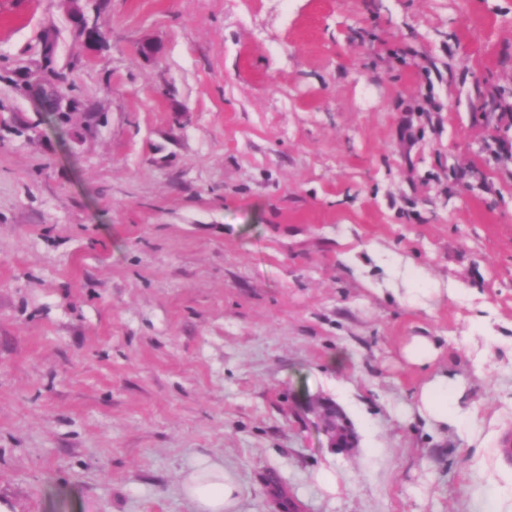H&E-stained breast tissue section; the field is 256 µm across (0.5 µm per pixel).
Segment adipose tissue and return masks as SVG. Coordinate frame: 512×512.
Instances as JSON below:
<instances>
[{
    "instance_id": "1",
    "label": "adipose tissue",
    "mask_w": 512,
    "mask_h": 512,
    "mask_svg": "<svg viewBox=\"0 0 512 512\" xmlns=\"http://www.w3.org/2000/svg\"><path fill=\"white\" fill-rule=\"evenodd\" d=\"M461 388V380L448 379L444 374L434 375L418 394L420 416L442 424L458 423L455 397ZM181 489L192 512H235L239 488L221 462H199L183 478Z\"/></svg>"
}]
</instances>
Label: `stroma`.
<instances>
[{
	"instance_id": "obj_1",
	"label": "stroma",
	"mask_w": 512,
	"mask_h": 512,
	"mask_svg": "<svg viewBox=\"0 0 512 512\" xmlns=\"http://www.w3.org/2000/svg\"><path fill=\"white\" fill-rule=\"evenodd\" d=\"M490 336L512 0H0V512H512ZM406 355L413 364L425 367L433 363L437 356V349L433 341L428 338L419 337L407 347ZM462 388L458 378L448 380V375L436 374L428 380L418 393V412L421 417L438 423H458L460 421L455 397ZM181 489L191 504L190 512H234L239 488L224 471V463L203 460L183 477Z\"/></svg>"
}]
</instances>
